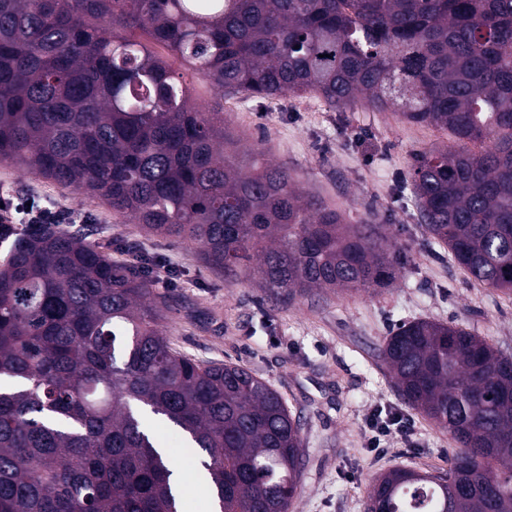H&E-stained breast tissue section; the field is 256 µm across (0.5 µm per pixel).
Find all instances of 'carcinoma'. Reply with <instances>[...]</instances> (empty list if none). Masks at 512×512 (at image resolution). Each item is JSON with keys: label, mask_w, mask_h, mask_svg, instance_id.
<instances>
[{"label": "carcinoma", "mask_w": 512, "mask_h": 512, "mask_svg": "<svg viewBox=\"0 0 512 512\" xmlns=\"http://www.w3.org/2000/svg\"><path fill=\"white\" fill-rule=\"evenodd\" d=\"M159 46L168 56L152 47ZM250 98L358 100L449 130L414 155L420 223L512 293V0H0V161L98 197L288 298L376 291L397 243L345 224L224 130L170 60ZM144 264L23 235L0 265V512H183L150 426L177 428L219 512H290L300 428L241 364L173 348ZM403 399L456 443L378 476L365 512H512V356L459 323L386 337Z\"/></svg>", "instance_id": "1"}]
</instances>
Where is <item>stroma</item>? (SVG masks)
<instances>
[{
    "label": "stroma",
    "mask_w": 512,
    "mask_h": 512,
    "mask_svg": "<svg viewBox=\"0 0 512 512\" xmlns=\"http://www.w3.org/2000/svg\"><path fill=\"white\" fill-rule=\"evenodd\" d=\"M223 100L228 129L288 169L303 192L405 248L388 287L290 300L257 279L224 275L200 249L148 234L99 198L5 162L0 185L90 214L88 241L113 259L133 247L175 267V286L154 290L168 307L163 325L172 346L244 365L282 395L300 424L305 466L293 512H365L375 477L395 467L444 472L456 452L399 395L381 358L385 337L405 321H454L512 355V295L475 283L417 219L408 170L416 152L452 145L448 132L362 105L337 112L313 95ZM377 409L409 417L413 444L393 437L368 448L363 428Z\"/></svg>",
    "instance_id": "obj_1"
}]
</instances>
